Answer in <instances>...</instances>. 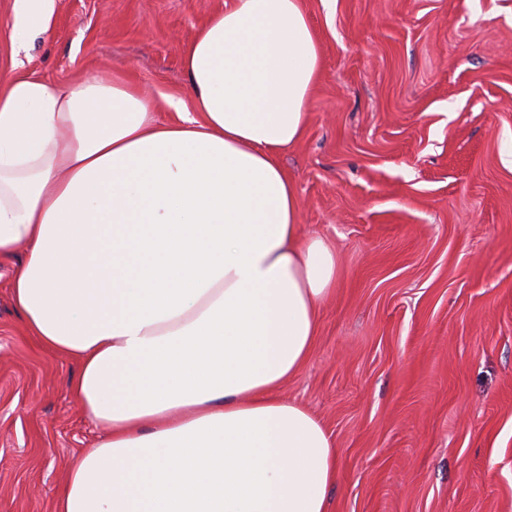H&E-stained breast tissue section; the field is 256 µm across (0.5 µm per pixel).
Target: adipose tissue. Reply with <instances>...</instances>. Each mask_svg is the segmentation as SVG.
I'll list each match as a JSON object with an SVG mask.
<instances>
[{
    "mask_svg": "<svg viewBox=\"0 0 512 512\" xmlns=\"http://www.w3.org/2000/svg\"><path fill=\"white\" fill-rule=\"evenodd\" d=\"M54 0H15L13 35ZM321 52L299 0H232L190 44L174 121L116 77L0 90V260L27 332L73 357L104 431L55 512H330L337 455L280 386L307 362L336 256L299 231L280 157Z\"/></svg>",
    "mask_w": 512,
    "mask_h": 512,
    "instance_id": "adipose-tissue-1",
    "label": "adipose tissue"
}]
</instances>
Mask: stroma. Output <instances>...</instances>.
<instances>
[{
  "mask_svg": "<svg viewBox=\"0 0 512 512\" xmlns=\"http://www.w3.org/2000/svg\"><path fill=\"white\" fill-rule=\"evenodd\" d=\"M225 0H55L18 50L0 0V89L122 73L188 100L183 55ZM323 64L281 157L299 227L338 276L283 399L336 443L332 512H512V0H300ZM0 262V512H54L102 430L77 361L42 348Z\"/></svg>",
  "mask_w": 512,
  "mask_h": 512,
  "instance_id": "35a3bbf8",
  "label": "stroma"
}]
</instances>
